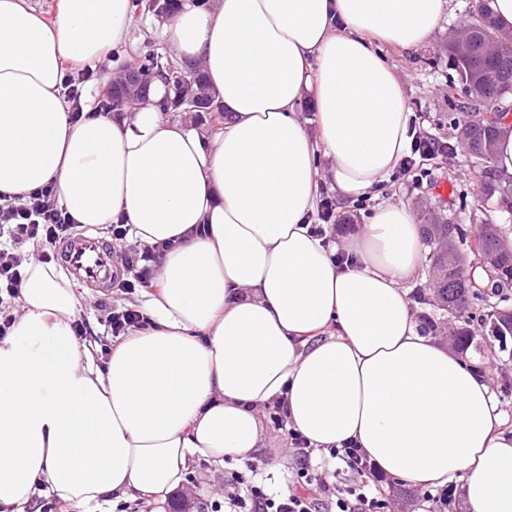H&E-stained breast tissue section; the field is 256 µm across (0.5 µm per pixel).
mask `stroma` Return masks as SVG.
<instances>
[{
  "label": "stroma",
  "mask_w": 512,
  "mask_h": 512,
  "mask_svg": "<svg viewBox=\"0 0 512 512\" xmlns=\"http://www.w3.org/2000/svg\"><path fill=\"white\" fill-rule=\"evenodd\" d=\"M472 0H451L450 11L431 40L411 51L385 49L388 63L398 76L411 112V122L438 137L448 133L450 118L459 116L461 96L449 90L448 83L454 72L448 67V58L439 50L449 31L466 19ZM154 51L163 59L171 53L162 20L145 9L133 11L129 28L122 44L105 61L94 66V77L84 86V98H99L108 90L113 76L130 65H137L146 51ZM405 204L414 213L432 212L453 224L475 225L484 221L512 225V212L501 208L496 198L487 197L473 174L467 157L454 154L424 163L414 178L388 180L373 198L354 201L337 200L333 220L337 238H345L362 224L368 213L378 204ZM77 293L81 299V312L87 318L94 335L86 347L100 354L109 338L103 324L104 315L95 307L104 301L114 305L136 306L141 301L140 291L123 293L117 289L100 290L81 286ZM508 349L498 358L484 359L491 390L505 417L506 429L512 430V339ZM264 438L252 463L226 461L224 466H212L207 459L197 458L192 466L198 486L194 490L193 506L183 507L178 497H171L166 512H197L196 502L223 501L224 474L229 470L246 471L256 465L257 480L271 492H287L295 460L288 438L270 423H263ZM440 490L426 492L399 480H391L382 488L386 502L383 512H438L436 499Z\"/></svg>",
  "instance_id": "stroma-1"
}]
</instances>
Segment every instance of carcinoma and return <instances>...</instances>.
<instances>
[{"instance_id":"1","label":"carcinoma","mask_w":512,"mask_h":512,"mask_svg":"<svg viewBox=\"0 0 512 512\" xmlns=\"http://www.w3.org/2000/svg\"><path fill=\"white\" fill-rule=\"evenodd\" d=\"M178 0H150L147 9L167 18L176 11ZM456 32H451L442 46L448 55V66L456 73L463 101L461 108L465 116L449 121L448 142L465 143L470 149L473 167L484 176L483 190L488 195L499 194L501 203L512 210V178H501L496 174L495 151L503 132L496 130V124L489 115L497 111L511 112L508 97L512 95V42L502 45L490 53L487 50L488 37L482 27L470 30L469 56L460 62L456 55ZM140 68L149 75L164 72L167 75V112L180 111L179 103L188 95L199 92L204 97L212 96L206 74L200 68L195 70V81L182 77L181 67L163 63L159 58L144 57ZM422 236L429 248L427 260L432 272L429 305L450 314L456 324L435 316H426L428 329L437 336L448 334L462 353L478 351V338L471 331V323L485 322L493 316L501 324L512 322L508 313V292L512 288V233L503 224L485 222L475 228L461 224H448L429 215L421 225ZM475 244L471 265L461 271L456 267L457 244ZM498 256L497 270L486 272L487 284L481 288L476 284L474 268L478 256L483 253Z\"/></svg>"}]
</instances>
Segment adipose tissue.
<instances>
[{"instance_id":"1","label":"adipose tissue","mask_w":512,"mask_h":512,"mask_svg":"<svg viewBox=\"0 0 512 512\" xmlns=\"http://www.w3.org/2000/svg\"><path fill=\"white\" fill-rule=\"evenodd\" d=\"M450 2L180 0L170 50L201 62L224 106L206 140L164 112L159 80L133 112L71 119L65 67L111 55L131 0H61L51 20L0 0V194L50 183L76 223L176 243L143 294L151 327L103 367L78 346L59 264H26L0 342V507L24 512L40 487L164 512L197 457L249 459L260 408L283 396L313 448L356 444L420 489L459 477L467 512H512V433L488 379L423 335L408 298L413 212L377 206L332 248L310 223L320 187L369 196L407 155L411 114L382 49L428 43Z\"/></svg>"}]
</instances>
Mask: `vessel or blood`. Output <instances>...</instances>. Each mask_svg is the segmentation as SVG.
I'll use <instances>...</instances> for the list:
<instances>
[{
  "label": "vessel or blood",
  "instance_id": "b4317fda",
  "mask_svg": "<svg viewBox=\"0 0 512 512\" xmlns=\"http://www.w3.org/2000/svg\"><path fill=\"white\" fill-rule=\"evenodd\" d=\"M61 253L78 281L103 289L111 287L117 263L111 246L102 237L89 231L79 233L62 243Z\"/></svg>",
  "mask_w": 512,
  "mask_h": 512
}]
</instances>
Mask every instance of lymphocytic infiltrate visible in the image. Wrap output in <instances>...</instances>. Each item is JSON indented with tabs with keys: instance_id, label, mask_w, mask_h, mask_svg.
Returning <instances> with one entry per match:
<instances>
[{
	"instance_id": "1",
	"label": "lymphocytic infiltrate",
	"mask_w": 512,
	"mask_h": 512,
	"mask_svg": "<svg viewBox=\"0 0 512 512\" xmlns=\"http://www.w3.org/2000/svg\"><path fill=\"white\" fill-rule=\"evenodd\" d=\"M75 230V222L59 205L52 186L23 196H0V341L10 335L15 322L13 302L28 261L26 245L42 247L48 260L57 242ZM266 413L278 429L287 432L298 465L294 485L287 493L274 495L261 484H245L240 473L231 472L224 478L229 488L224 512H381L383 503L372 496L369 484L381 481L382 476L361 449L352 444L330 449V458L342 460L361 478L360 483L338 486L325 462L315 461L307 440L287 430L284 404H267Z\"/></svg>"
}]
</instances>
